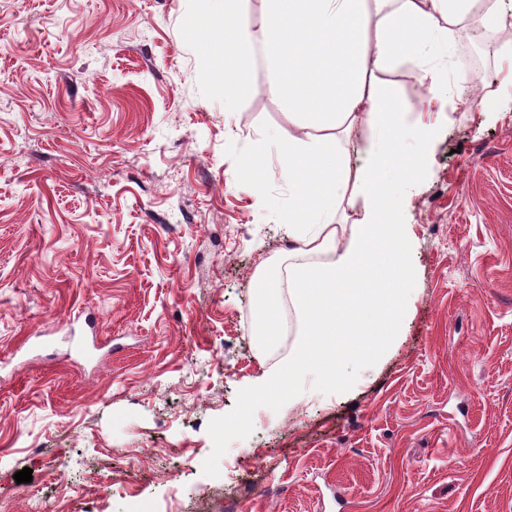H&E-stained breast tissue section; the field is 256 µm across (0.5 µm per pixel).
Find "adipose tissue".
<instances>
[{"instance_id":"obj_1","label":"adipose tissue","mask_w":512,"mask_h":512,"mask_svg":"<svg viewBox=\"0 0 512 512\" xmlns=\"http://www.w3.org/2000/svg\"><path fill=\"white\" fill-rule=\"evenodd\" d=\"M264 18L246 19V0H201L203 12L224 29L212 66L234 111L249 96L255 48H265L275 77L273 96L293 119L281 134V165L295 196L283 216L301 253L335 252L332 263L288 272L307 338L278 375L261 380L246 401L315 372L344 391L342 358L380 360L401 333L404 296L414 283L415 238L398 222L412 190L427 172L439 127L408 124L399 97L379 90L376 73L403 59L448 52L457 27L476 8L492 28L504 29L501 0H261ZM379 128V146L360 165L337 145L359 122ZM414 152L402 153L405 140ZM357 186L367 205L344 228V192ZM345 245H338L340 233Z\"/></svg>"}]
</instances>
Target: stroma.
<instances>
[{
	"mask_svg": "<svg viewBox=\"0 0 512 512\" xmlns=\"http://www.w3.org/2000/svg\"><path fill=\"white\" fill-rule=\"evenodd\" d=\"M220 37L199 0H0V512H512V50L475 16L434 59L465 103L401 217L392 348L248 404L302 339L289 266L334 254L287 250L288 105L260 53L225 111ZM418 69L377 84L432 124ZM261 289V307L258 311L256 331L258 336L271 343L276 341L283 332V324L273 315V307L277 302L280 283L277 278L266 279Z\"/></svg>",
	"mask_w": 512,
	"mask_h": 512,
	"instance_id": "1",
	"label": "stroma"
}]
</instances>
